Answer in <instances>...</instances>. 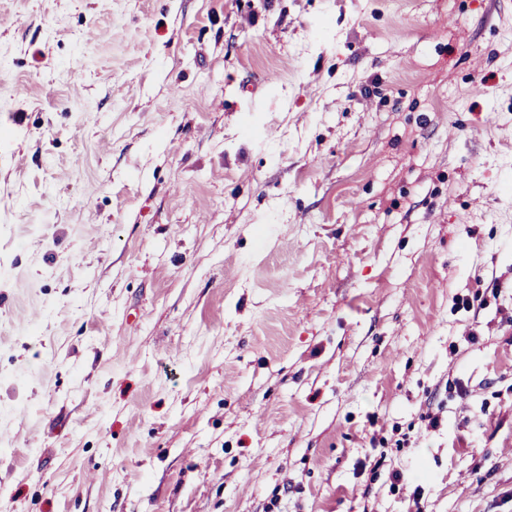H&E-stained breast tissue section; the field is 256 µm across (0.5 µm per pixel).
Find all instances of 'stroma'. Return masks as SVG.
<instances>
[{"mask_svg": "<svg viewBox=\"0 0 512 512\" xmlns=\"http://www.w3.org/2000/svg\"><path fill=\"white\" fill-rule=\"evenodd\" d=\"M0 512H512V0H0Z\"/></svg>", "mask_w": 512, "mask_h": 512, "instance_id": "35a3bbf8", "label": "stroma"}]
</instances>
